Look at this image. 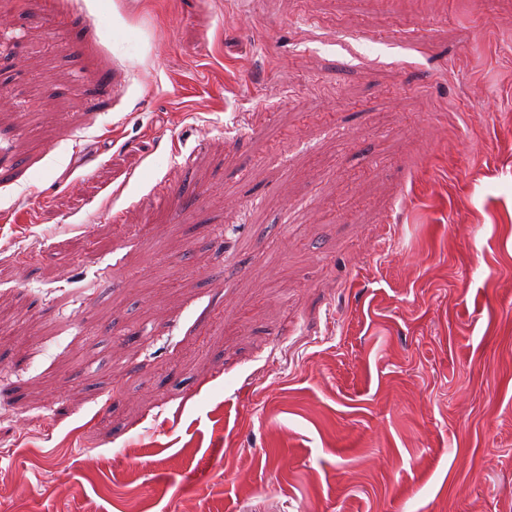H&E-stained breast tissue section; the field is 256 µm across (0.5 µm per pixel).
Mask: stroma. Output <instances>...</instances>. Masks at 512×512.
Instances as JSON below:
<instances>
[{
	"instance_id": "35a3bbf8",
	"label": "stroma",
	"mask_w": 512,
	"mask_h": 512,
	"mask_svg": "<svg viewBox=\"0 0 512 512\" xmlns=\"http://www.w3.org/2000/svg\"><path fill=\"white\" fill-rule=\"evenodd\" d=\"M0 304V512H512V0H9Z\"/></svg>"
}]
</instances>
